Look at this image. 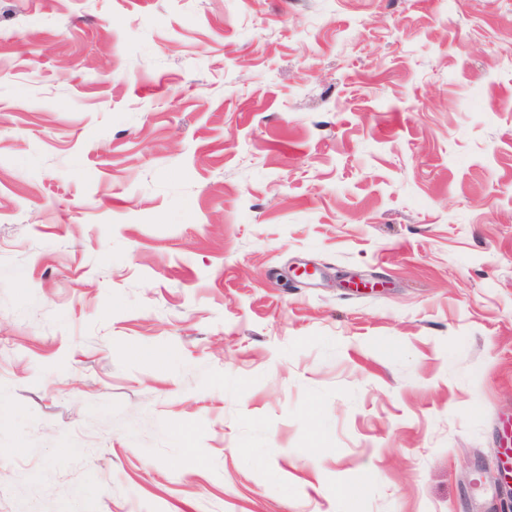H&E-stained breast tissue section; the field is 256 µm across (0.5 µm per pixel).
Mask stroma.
<instances>
[{
  "label": "stroma",
  "instance_id": "1",
  "mask_svg": "<svg viewBox=\"0 0 512 512\" xmlns=\"http://www.w3.org/2000/svg\"><path fill=\"white\" fill-rule=\"evenodd\" d=\"M509 422L512 0H0V512H502Z\"/></svg>",
  "mask_w": 512,
  "mask_h": 512
}]
</instances>
